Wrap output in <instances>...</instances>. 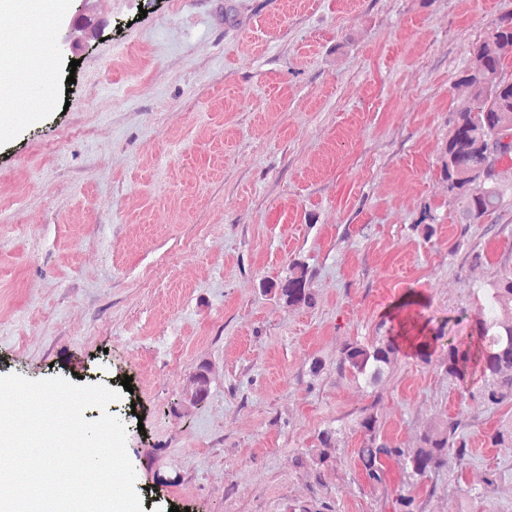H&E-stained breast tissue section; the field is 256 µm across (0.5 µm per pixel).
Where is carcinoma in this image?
<instances>
[{
    "instance_id": "cac0c4a2",
    "label": "carcinoma",
    "mask_w": 512,
    "mask_h": 512,
    "mask_svg": "<svg viewBox=\"0 0 512 512\" xmlns=\"http://www.w3.org/2000/svg\"><path fill=\"white\" fill-rule=\"evenodd\" d=\"M512 13L493 20L484 36L469 50L460 83L469 98L453 112L452 126L441 154V170L448 196L459 203L458 224H482L495 214L512 210V184L498 181V168L512 164V142L503 144V132L512 133ZM264 291L288 307L315 306L314 289L305 263L290 265L284 280L269 281ZM490 314L479 321L475 339H448L442 364L448 377L464 379L470 366L479 369L480 394L490 405L512 403V265L500 267L496 277L478 289ZM400 347L391 336H377L367 343L347 342L340 351L338 369L370 387L383 382L396 363ZM209 369L202 365L190 378V402L200 404L209 395ZM361 445L357 456L365 478L372 484L384 481L383 463L393 460L407 485L443 466L448 453L459 460L469 456L468 441L460 422L441 418L432 422L417 448H400L380 437L378 419L366 414L357 421ZM494 446L512 444V421L488 434ZM306 455L317 467H327L336 458V430L317 435L315 447Z\"/></svg>"
}]
</instances>
